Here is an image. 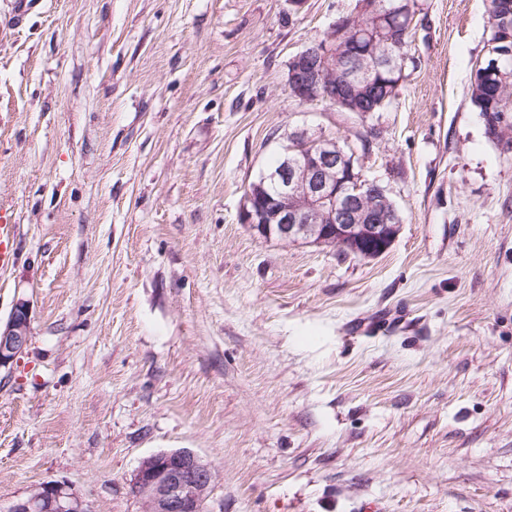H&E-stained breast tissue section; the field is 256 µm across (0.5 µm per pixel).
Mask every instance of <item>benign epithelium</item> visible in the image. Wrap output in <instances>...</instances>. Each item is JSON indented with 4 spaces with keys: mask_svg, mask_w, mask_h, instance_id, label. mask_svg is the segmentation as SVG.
I'll return each mask as SVG.
<instances>
[{
    "mask_svg": "<svg viewBox=\"0 0 512 512\" xmlns=\"http://www.w3.org/2000/svg\"><path fill=\"white\" fill-rule=\"evenodd\" d=\"M406 9L399 3L359 0L355 24L335 22L326 38L295 54L289 63L288 85L301 103L325 102L348 112L367 104L372 66H395L398 41L386 26L389 14ZM365 43L360 67L352 80H336L340 57L336 43L350 37ZM280 164L251 182L240 219L262 237L304 241L375 257L396 239L401 217L385 190L367 193L354 158L335 138L297 129L287 136ZM30 310L19 302L0 322V367L14 362L28 348ZM214 481L209 465L188 449L159 452L144 458L132 479L143 512H202ZM10 512H91L71 484L44 482L17 500Z\"/></svg>",
    "mask_w": 512,
    "mask_h": 512,
    "instance_id": "benign-epithelium-1",
    "label": "benign epithelium"
}]
</instances>
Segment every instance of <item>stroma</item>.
<instances>
[{
	"label": "stroma",
	"instance_id": "obj_1",
	"mask_svg": "<svg viewBox=\"0 0 512 512\" xmlns=\"http://www.w3.org/2000/svg\"><path fill=\"white\" fill-rule=\"evenodd\" d=\"M0 0V512L48 481L142 512L188 449L204 512H512V150L468 94L488 0H414L398 97L299 103L288 64L356 0ZM297 128L351 144L381 256L256 235L247 186ZM30 341V310L25 301L19 302L8 319L0 321V367L13 363L28 348ZM214 481L209 465L188 449L145 457L132 479L143 512H200Z\"/></svg>",
	"mask_w": 512,
	"mask_h": 512
}]
</instances>
